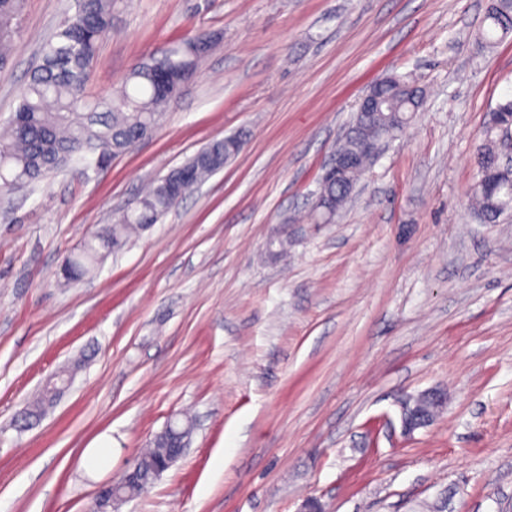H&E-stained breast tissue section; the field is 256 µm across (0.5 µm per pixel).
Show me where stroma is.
<instances>
[{
	"mask_svg": "<svg viewBox=\"0 0 512 512\" xmlns=\"http://www.w3.org/2000/svg\"><path fill=\"white\" fill-rule=\"evenodd\" d=\"M72 0H25L0 127ZM490 0H114L87 91L207 32L199 75L104 169L74 162L0 199V512H88L166 422L186 453L117 512H512V217L478 223L474 150L512 97ZM426 91L333 223L307 220L356 104ZM238 158L68 287L60 271L202 147ZM54 407L18 412L58 374ZM447 396L404 434L405 400ZM109 463L91 467L99 437Z\"/></svg>",
	"mask_w": 512,
	"mask_h": 512,
	"instance_id": "stroma-1",
	"label": "stroma"
}]
</instances>
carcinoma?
Returning a JSON list of instances; mask_svg holds the SVG:
<instances>
[{
  "mask_svg": "<svg viewBox=\"0 0 512 512\" xmlns=\"http://www.w3.org/2000/svg\"><path fill=\"white\" fill-rule=\"evenodd\" d=\"M24 0H0V64L8 62L9 49L17 32ZM113 0H74V12L45 42L41 64L31 71L21 101L8 121L9 135L0 139V195L19 184L45 179L76 160L94 171L128 151L152 132L172 99L160 92V83L184 85L197 73L202 55L200 43L210 42L202 33L185 38L178 46L136 63L112 99L96 101L86 93V81L99 44L112 31ZM512 34V0H490L485 23L479 34L486 47ZM412 81L391 75L377 89L379 109L363 119L354 118L351 134L338 151L358 154L365 143L382 136L393 137L407 126L411 113L420 109L423 91L407 94L402 86ZM104 112H99L100 108ZM241 149V140L224 138L209 143L189 158L194 179L185 186L186 196L210 176L224 168ZM495 141L484 140L476 149L477 180L473 189V213L487 224L512 212V193L484 188V168L494 165ZM364 167L349 172L342 181L320 185L325 206L339 211L349 198L348 188L357 183ZM175 202L164 185H153L118 222L94 232L63 271L67 281L89 275L110 254L120 251L132 235L146 224H155L169 213ZM57 395L49 385L20 413L26 423L40 419ZM178 441L167 433L155 436L139 455L143 476H152L155 467L172 453Z\"/></svg>",
  "mask_w": 512,
  "mask_h": 512,
  "instance_id": "obj_1",
  "label": "carcinoma"
}]
</instances>
